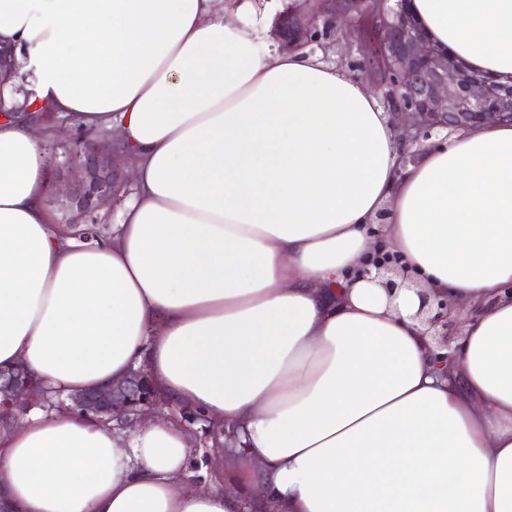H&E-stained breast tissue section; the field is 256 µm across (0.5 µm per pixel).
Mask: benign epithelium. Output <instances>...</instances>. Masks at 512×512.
I'll use <instances>...</instances> for the list:
<instances>
[{"instance_id":"benign-epithelium-1","label":"benign epithelium","mask_w":512,"mask_h":512,"mask_svg":"<svg viewBox=\"0 0 512 512\" xmlns=\"http://www.w3.org/2000/svg\"><path fill=\"white\" fill-rule=\"evenodd\" d=\"M317 13L304 12L292 5L273 26L274 38L285 48L305 47L315 41L317 21L323 20L325 34L346 50H355L361 59L354 66L362 76L382 91L383 104L402 121L405 139L417 145L436 131H457L488 120L512 121V86L501 87L470 77L464 71L448 69V62L435 55L433 45L406 7L397 0L387 7L386 0H316ZM118 147L109 143L100 148L80 141L63 162L53 163L56 175L51 200L63 223H86V217L112 202L124 183L121 168L113 156ZM393 260L376 263L383 286L393 293L399 284L386 276ZM420 312L437 308L428 317L438 331V347L449 346L448 322L443 311L448 303L419 291ZM46 389L33 383L22 368L0 371V409L26 411L46 401ZM69 408L85 414L107 416L122 427H131L148 415L161 411L151 391L145 370L134 369L119 382L69 396Z\"/></svg>"}]
</instances>
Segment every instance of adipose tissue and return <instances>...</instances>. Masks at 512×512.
I'll return each instance as SVG.
<instances>
[{
  "label": "adipose tissue",
  "instance_id": "adipose-tissue-1",
  "mask_svg": "<svg viewBox=\"0 0 512 512\" xmlns=\"http://www.w3.org/2000/svg\"><path fill=\"white\" fill-rule=\"evenodd\" d=\"M276 0H0V369L68 395L144 368L235 435L70 411L0 431V512H512V122L429 142ZM435 49L512 85V0H409ZM115 131L112 237L54 223L23 108ZM397 256L388 296L373 259ZM464 325L439 349L420 291Z\"/></svg>",
  "mask_w": 512,
  "mask_h": 512
}]
</instances>
